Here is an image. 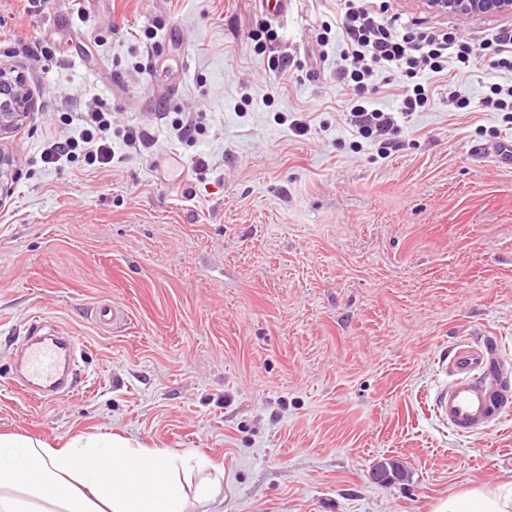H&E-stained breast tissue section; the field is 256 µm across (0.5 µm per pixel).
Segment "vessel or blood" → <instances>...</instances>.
<instances>
[{
  "mask_svg": "<svg viewBox=\"0 0 512 512\" xmlns=\"http://www.w3.org/2000/svg\"><path fill=\"white\" fill-rule=\"evenodd\" d=\"M78 341L72 336H29L20 352L23 375L17 385L26 396L53 402L73 394ZM447 377L432 397L436 418L459 435H474L499 421L512 407L508 368L493 345L456 344L442 362Z\"/></svg>",
  "mask_w": 512,
  "mask_h": 512,
  "instance_id": "1",
  "label": "vessel or blood"
}]
</instances>
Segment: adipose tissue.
<instances>
[{
    "instance_id": "adipose-tissue-1",
    "label": "adipose tissue",
    "mask_w": 512,
    "mask_h": 512,
    "mask_svg": "<svg viewBox=\"0 0 512 512\" xmlns=\"http://www.w3.org/2000/svg\"><path fill=\"white\" fill-rule=\"evenodd\" d=\"M188 459L118 434L79 435L61 447L0 434V512H189L216 503L223 468L187 494ZM433 512H512V481L440 499Z\"/></svg>"
}]
</instances>
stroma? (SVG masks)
Returning a JSON list of instances; mask_svg holds the SVG:
<instances>
[{
  "mask_svg": "<svg viewBox=\"0 0 512 512\" xmlns=\"http://www.w3.org/2000/svg\"><path fill=\"white\" fill-rule=\"evenodd\" d=\"M390 6L478 39L512 26ZM335 13L294 0L261 53L243 38L265 22L254 0H0V67L36 102L0 203V433L195 452L224 469L221 512H432L512 480V409L470 437L431 409L458 342L512 361V165L482 152L512 124L438 94L399 150L356 144L352 94L312 56ZM81 44L93 70L72 59ZM288 53L292 82L242 106ZM93 110L112 115L111 164L47 163ZM193 112L188 142L176 122ZM112 303L125 326L96 321ZM37 324L84 349L78 390L47 405L13 387ZM385 459L402 478L374 480Z\"/></svg>",
  "mask_w": 512,
  "mask_h": 512,
  "instance_id": "obj_1",
  "label": "stroma"
}]
</instances>
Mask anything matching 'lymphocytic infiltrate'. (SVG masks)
Returning a JSON list of instances; mask_svg holds the SVG:
<instances>
[{
    "mask_svg": "<svg viewBox=\"0 0 512 512\" xmlns=\"http://www.w3.org/2000/svg\"><path fill=\"white\" fill-rule=\"evenodd\" d=\"M318 45L320 58H336L337 85L353 93L347 121L355 137L377 144L381 152L397 148L403 124L428 108L438 81L448 88L450 111L498 112L512 121L511 27L496 29L479 44L458 28L422 27L389 13L380 0H336L335 23L324 26ZM483 66L498 80L475 99L458 79ZM387 86L395 89L393 110L377 105ZM91 121L79 136L56 137L48 162L72 158L82 148L90 161L111 163L112 122L102 111L92 112Z\"/></svg>",
    "mask_w": 512,
    "mask_h": 512,
    "instance_id": "1",
    "label": "lymphocytic infiltrate"
}]
</instances>
